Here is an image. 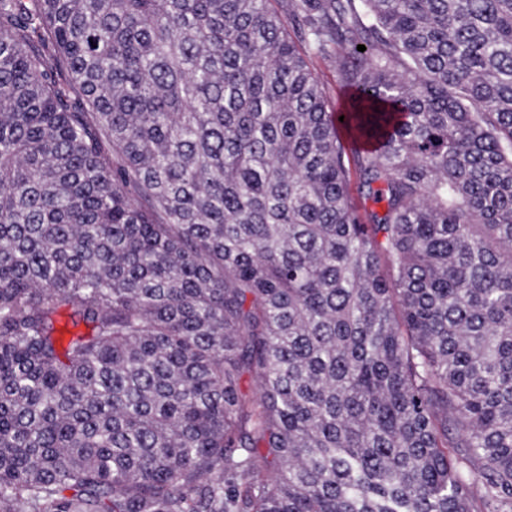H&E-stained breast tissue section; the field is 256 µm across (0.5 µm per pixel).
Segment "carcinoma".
I'll use <instances>...</instances> for the list:
<instances>
[{"label":"carcinoma","instance_id":"1","mask_svg":"<svg viewBox=\"0 0 512 512\" xmlns=\"http://www.w3.org/2000/svg\"><path fill=\"white\" fill-rule=\"evenodd\" d=\"M289 19L0 0V512H512V0ZM310 67L326 89L331 105L335 108L336 105H339L340 108L345 107L349 102L351 94H348L347 87L336 70V65L333 61L320 57H311Z\"/></svg>","mask_w":512,"mask_h":512}]
</instances>
